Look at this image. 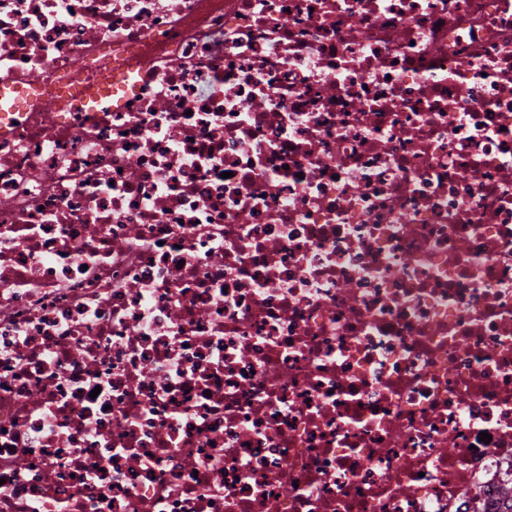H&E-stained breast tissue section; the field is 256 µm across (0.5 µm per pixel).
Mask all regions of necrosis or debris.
<instances>
[{
	"instance_id": "4bbe7bcc",
	"label": "necrosis or debris",
	"mask_w": 512,
	"mask_h": 512,
	"mask_svg": "<svg viewBox=\"0 0 512 512\" xmlns=\"http://www.w3.org/2000/svg\"><path fill=\"white\" fill-rule=\"evenodd\" d=\"M0 85V512H512V0H0ZM124 80L125 76H117L113 81V86L111 84V87L101 91L97 96L94 97V100L98 104H102L103 108L112 109V107H122L126 99L130 96L131 92L135 91V85L130 84V88H128L127 83L124 82ZM120 92H123L124 95L118 99H113V96H118ZM102 98L108 100L102 103Z\"/></svg>"
}]
</instances>
